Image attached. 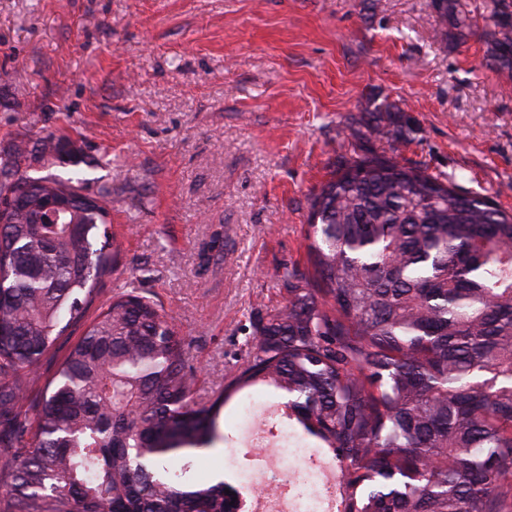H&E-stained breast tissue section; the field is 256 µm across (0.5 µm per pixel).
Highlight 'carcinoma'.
I'll list each match as a JSON object with an SVG mask.
<instances>
[{"label":"carcinoma","instance_id":"obj_1","mask_svg":"<svg viewBox=\"0 0 512 512\" xmlns=\"http://www.w3.org/2000/svg\"><path fill=\"white\" fill-rule=\"evenodd\" d=\"M512 69V24L489 16ZM398 109L369 134L407 141ZM0 156V512H245L224 483L189 487L194 451L233 435L222 408L257 384L343 473L338 512H512V212L369 151L310 197L313 271L253 322L247 364L209 404L174 320L132 288L112 298L23 413L28 369L112 272V190L44 222L78 190Z\"/></svg>","mask_w":512,"mask_h":512}]
</instances>
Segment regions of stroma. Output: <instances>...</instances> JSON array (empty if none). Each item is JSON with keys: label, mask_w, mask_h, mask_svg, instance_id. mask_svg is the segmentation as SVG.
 <instances>
[{"label": "stroma", "mask_w": 512, "mask_h": 512, "mask_svg": "<svg viewBox=\"0 0 512 512\" xmlns=\"http://www.w3.org/2000/svg\"><path fill=\"white\" fill-rule=\"evenodd\" d=\"M437 35L433 0H0V153L30 176L112 185L121 253L97 305L138 285L176 319L195 397L242 367L258 310L283 305L278 271L310 267V195L378 104L406 144L368 149L445 174L512 208V70L487 60L488 7ZM59 152L43 163L41 138ZM348 151H341V143ZM223 250L205 252L215 234ZM84 324L33 367L51 379ZM198 450L193 480L239 485L261 464Z\"/></svg>", "instance_id": "35a3bbf8"}]
</instances>
